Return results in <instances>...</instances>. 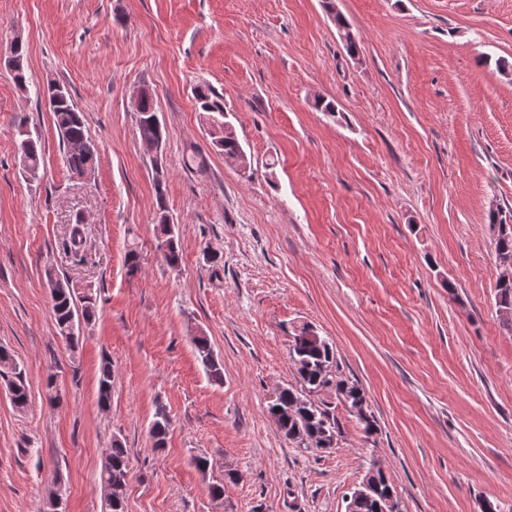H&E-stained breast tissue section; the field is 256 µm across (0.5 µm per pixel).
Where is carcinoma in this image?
Returning a JSON list of instances; mask_svg holds the SVG:
<instances>
[{"label":"carcinoma","mask_w":512,"mask_h":512,"mask_svg":"<svg viewBox=\"0 0 512 512\" xmlns=\"http://www.w3.org/2000/svg\"><path fill=\"white\" fill-rule=\"evenodd\" d=\"M338 32L344 40L348 56L359 54L360 40L343 16L335 15ZM17 60L13 78L18 88L27 87V55L22 40L7 45ZM41 97L49 100V110L54 116V124L62 138L65 160L69 171L80 177L94 168L97 160L95 147L90 141L83 113L78 110L68 90L55 82H48ZM194 98L200 111L207 114L212 127V144L224 158H233L244 153L238 138L222 135V128L229 123V113L224 109V99L209 84L200 83L194 88ZM138 135L141 142L150 147L163 140V131L157 115L155 96L146 92L141 111L138 112ZM17 134L20 138L18 151L22 174L30 181L40 179L42 148L39 137H35L25 121H19ZM155 224L157 226L156 249L160 251L165 264L178 269L182 262V250L179 226L168 223L169 212L165 205L162 181H156ZM490 225L497 228L494 238L495 258L512 255V224L491 214ZM82 218H75L69 227L70 249L79 252L83 243ZM50 291L51 308L57 335L61 336L75 350L79 346L80 336L70 334L71 324L79 319L90 323L96 315V299L93 295L80 292L67 278L52 271L46 272ZM318 336V332L308 324L294 328L291 334L299 361L293 363L296 371V384L287 385L278 390L269 408L294 406L298 416L288 422V431H297L296 441L305 448H321L320 439L323 429L339 430L340 422L336 416V407L343 403L341 377L338 373L336 349L329 338ZM193 345L198 361L207 376L214 382L223 381V365L215 355L210 341L205 336H196ZM0 378L8 382L11 401L15 408L23 410L29 401V390L25 376L10 351L0 346ZM112 360L102 358L98 376V402L107 407L112 402ZM170 418L166 406L156 407L149 428L153 447H165L169 433ZM129 457L128 450L118 440L112 442L107 462L101 472V481L121 484L118 498L107 500L108 512H125V489ZM379 492L360 498L356 502L355 512H402L401 500L395 486L384 476L379 477Z\"/></svg>","instance_id":"1"}]
</instances>
